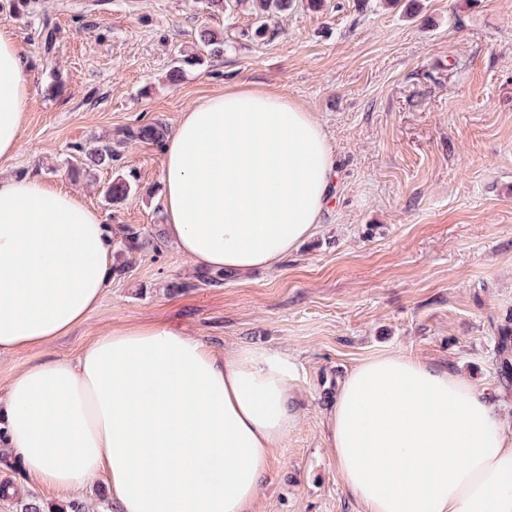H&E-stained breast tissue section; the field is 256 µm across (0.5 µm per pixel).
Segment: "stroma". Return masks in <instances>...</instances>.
I'll return each mask as SVG.
<instances>
[{
  "label": "stroma",
  "instance_id": "obj_1",
  "mask_svg": "<svg viewBox=\"0 0 512 512\" xmlns=\"http://www.w3.org/2000/svg\"><path fill=\"white\" fill-rule=\"evenodd\" d=\"M252 4L223 12L197 0H33L17 17L0 4L29 61L31 95L20 146L0 173L73 189L112 226L153 233L163 223L159 148L120 131L174 128L205 97L241 83L279 92L312 112L338 163L334 200L313 238L276 269L175 292L189 274L170 245L133 254L99 306L70 335L0 360V386L45 357L76 355L123 325L178 328L215 349L261 347L294 364L298 418L275 448L252 512H364L326 446V414L361 362L405 352L470 377L512 415V384L495 342L512 321V0H305L264 37ZM56 28L52 52L37 39ZM223 33L213 56L202 29ZM185 55L202 65L169 74ZM62 86L48 93L52 76ZM111 138L117 159L98 186L72 183L73 145ZM136 172L122 204L100 192ZM0 512L60 496L0 461Z\"/></svg>",
  "mask_w": 512,
  "mask_h": 512
}]
</instances>
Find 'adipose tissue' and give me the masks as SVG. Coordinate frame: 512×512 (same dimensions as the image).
<instances>
[{"label": "adipose tissue", "instance_id": "obj_1", "mask_svg": "<svg viewBox=\"0 0 512 512\" xmlns=\"http://www.w3.org/2000/svg\"><path fill=\"white\" fill-rule=\"evenodd\" d=\"M28 61L0 30V157L18 145ZM165 235L192 269L276 268L311 238L337 163L311 112L240 84L162 147ZM111 225L76 193L0 176V358L84 323L113 278ZM286 353H217L158 325L109 329L0 389V447L61 496L99 480L119 512H249L296 420ZM327 446L367 512H512V423L450 368L402 353L348 375Z\"/></svg>", "mask_w": 512, "mask_h": 512}]
</instances>
